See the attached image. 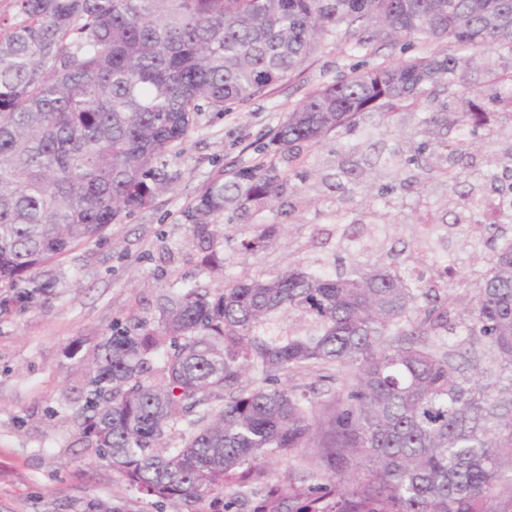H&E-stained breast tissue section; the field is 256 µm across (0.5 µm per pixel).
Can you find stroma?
<instances>
[{
	"mask_svg": "<svg viewBox=\"0 0 512 512\" xmlns=\"http://www.w3.org/2000/svg\"><path fill=\"white\" fill-rule=\"evenodd\" d=\"M425 42L392 43L370 54L352 48L335 33L319 36L307 61L263 97L232 105L225 112L202 113L186 141L168 157L169 170L178 179L160 191L152 205L130 219L109 225L102 241L75 248L44 275L54 288L41 305L11 308L0 314V512H182V506L163 505L139 494L117 479L110 468L84 452L66 407L92 350L115 319L137 315L156 319L167 295L203 279L220 286L225 275L247 272L272 274L306 265L316 252L332 254V247L316 249L313 229L322 224L317 206L283 224L273 244L256 256L238 252L240 240L251 231L240 217L231 224L210 225L211 243L224 260L220 272L200 266L201 251L181 213L202 188L223 172L248 167L261 159L266 134L283 123L314 90L350 73L353 66L370 69L426 56ZM467 65L455 75L457 97L448 101L456 109L462 98L481 99L496 111L495 95L512 92V85H488L490 68L512 69V54L498 47L468 52ZM407 128L394 130L360 124L327 137L315 148L307 183L317 196L323 172L336 151L367 146L384 139L409 156ZM396 206L387 214V245L400 246L416 235L417 227L405 220L412 214L414 195L397 190ZM474 251L457 230L448 232V252L455 259L458 288L454 297L467 300L473 282L484 268L482 254ZM270 481L306 486L318 470L310 458L272 454L267 459Z\"/></svg>",
	"mask_w": 512,
	"mask_h": 512,
	"instance_id": "1",
	"label": "stroma"
}]
</instances>
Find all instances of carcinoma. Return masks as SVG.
I'll return each instance as SVG.
<instances>
[{
	"label": "carcinoma",
	"instance_id": "1",
	"mask_svg": "<svg viewBox=\"0 0 512 512\" xmlns=\"http://www.w3.org/2000/svg\"><path fill=\"white\" fill-rule=\"evenodd\" d=\"M0 15V310L50 294L43 270L106 228L148 208L178 178L163 157L198 116L264 96L330 30L359 50L397 38L512 53V0H12ZM458 57L354 70L310 94L271 137L274 154L212 180L182 212L199 242L231 209L291 216L312 203V151L349 124L413 122L404 158L383 141L353 147L321 177L332 228L325 243L347 267L304 268L196 283L156 320L116 321L67 398L85 450L157 503L186 512H493L512 485V146L499 171L462 161L491 113L473 99L448 111ZM375 170L405 173L420 231L407 249L368 260L388 196L368 193ZM479 224L486 258L475 295L456 308L450 266L415 259ZM258 223L254 255L279 234ZM334 372L329 400L288 387L293 371ZM251 373L259 384L249 387ZM178 439L174 446L168 445ZM308 451L320 480L278 486L248 505L237 484L266 479L264 458Z\"/></svg>",
	"mask_w": 512,
	"mask_h": 512
}]
</instances>
